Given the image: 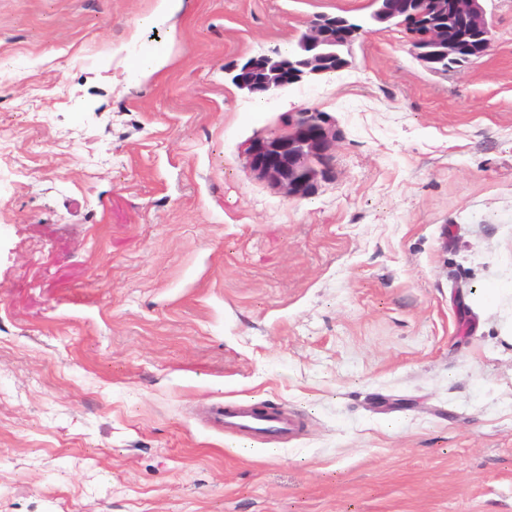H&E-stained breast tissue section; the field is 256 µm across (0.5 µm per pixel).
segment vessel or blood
I'll return each mask as SVG.
<instances>
[{
    "mask_svg": "<svg viewBox=\"0 0 512 512\" xmlns=\"http://www.w3.org/2000/svg\"><path fill=\"white\" fill-rule=\"evenodd\" d=\"M206 422L227 439L247 440L254 444L285 442L299 429L298 420L285 411L246 401L211 405L206 412Z\"/></svg>",
    "mask_w": 512,
    "mask_h": 512,
    "instance_id": "1",
    "label": "vessel or blood"
}]
</instances>
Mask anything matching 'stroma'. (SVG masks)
Instances as JSON below:
<instances>
[{
  "label": "stroma",
  "mask_w": 512,
  "mask_h": 512,
  "mask_svg": "<svg viewBox=\"0 0 512 512\" xmlns=\"http://www.w3.org/2000/svg\"><path fill=\"white\" fill-rule=\"evenodd\" d=\"M154 4L0 0V512H512V0L444 76L370 0ZM321 13L341 71L232 83ZM300 108L342 138L290 199L242 147ZM206 422L227 439L248 440L252 444L288 442L299 429L298 420L284 410L246 401L212 404L206 412Z\"/></svg>",
  "instance_id": "35a3bbf8"
}]
</instances>
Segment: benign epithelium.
<instances>
[{"label":"benign epithelium","instance_id":"1","mask_svg":"<svg viewBox=\"0 0 512 512\" xmlns=\"http://www.w3.org/2000/svg\"><path fill=\"white\" fill-rule=\"evenodd\" d=\"M379 23L401 28L408 37L411 51L423 57L429 50L458 56L474 50L466 28L470 27L482 48L483 55L492 45V24L487 17L484 0H400L393 8H382L376 17ZM360 29H342L335 17L323 14L306 24L302 35L304 57L292 61L282 57L267 58L266 70H257L244 63L234 71L249 74L237 79L251 93L266 94L300 82L305 77L321 76L318 69L320 49L334 45ZM336 128L326 112L300 109L285 116L284 129L273 134H258L244 148L250 172L280 189L287 197H300L318 183L335 176L333 151Z\"/></svg>","mask_w":512,"mask_h":512}]
</instances>
